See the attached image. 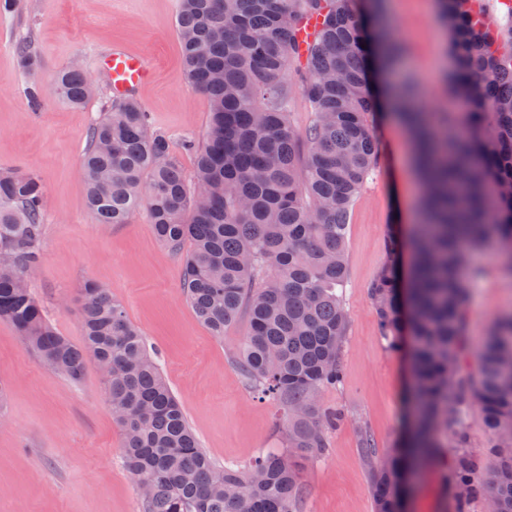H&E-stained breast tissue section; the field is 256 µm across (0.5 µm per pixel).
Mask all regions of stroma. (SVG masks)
Segmentation results:
<instances>
[{"instance_id":"stroma-1","label":"stroma","mask_w":512,"mask_h":512,"mask_svg":"<svg viewBox=\"0 0 512 512\" xmlns=\"http://www.w3.org/2000/svg\"><path fill=\"white\" fill-rule=\"evenodd\" d=\"M181 0H16L0 11V171L37 174L45 188L39 262L33 292L55 331L83 341L79 293L86 281L107 288L159 354V364L202 448L219 465L248 464L281 448L278 406L258 398L234 361L247 331L239 321L215 339L201 325L181 290V257L152 232L145 211L125 224H99L86 207L83 155L89 130L112 106L103 54L119 46L147 56L154 82L140 97L152 129L170 136L186 178L194 154L184 138L202 141L210 106L189 86L175 28ZM402 62L429 106L462 111L434 55L449 52L434 0H394ZM34 57L20 63V48ZM78 65L96 83L84 108L73 109L52 93L57 71ZM42 90L33 105L30 86ZM378 163L355 201L348 226V313L342 352L343 382L320 402L341 411L328 434V450L302 464L298 512H373L369 464L359 432L368 430L378 451L405 430L411 385L407 351L391 350L378 332L368 287L386 260L390 224L408 234L417 219L420 187L406 161L408 138L385 120L376 128ZM480 278L470 287L467 335H482L489 319L512 309V275L487 251L475 253ZM0 512H142L139 487L126 469L122 434L108 405L103 374L88 362L71 382L28 351L13 325L0 321ZM478 473L494 474L500 458L477 411L464 420ZM447 470L420 475L409 512H454Z\"/></svg>"}]
</instances>
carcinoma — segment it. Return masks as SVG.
Segmentation results:
<instances>
[{"label": "carcinoma", "instance_id": "obj_1", "mask_svg": "<svg viewBox=\"0 0 512 512\" xmlns=\"http://www.w3.org/2000/svg\"><path fill=\"white\" fill-rule=\"evenodd\" d=\"M454 49L464 112H434L413 83L399 88L403 121L429 140L420 166L428 187L409 243L388 236L387 259L369 287L392 349L411 339L412 426L380 454L367 432L375 512H398L404 475L415 478L441 449L456 448L458 512L477 497L512 512V311L496 315L475 350L466 335L469 287L492 249L512 275V25L488 22L479 0H436ZM387 0H181L176 30L191 87L210 104L209 130L184 147L196 156L188 185L170 138L153 131L136 100H118L93 124L83 169L99 224L147 210L156 237L182 256L181 288L212 336L241 315L235 356L245 383L280 404L286 448L244 467L216 465L200 448L155 353L122 305L93 282L81 288L84 343L56 333L24 281L39 260L43 187L34 173L0 172V319L46 365L72 381L89 360L107 365L106 394L123 432L122 454L149 482L143 512H297L295 458L321 455L341 415L318 396L342 381L347 334L343 288L352 204L375 170L378 103L367 62L391 72L398 30L383 24ZM318 20L300 47L305 21ZM300 68L292 70V64ZM87 75L61 70L54 94L89 100ZM311 107L304 134L288 99ZM410 247L413 276L399 284ZM475 370H466L469 356ZM477 410L500 458L482 479L467 451L464 415Z\"/></svg>", "mask_w": 512, "mask_h": 512}]
</instances>
